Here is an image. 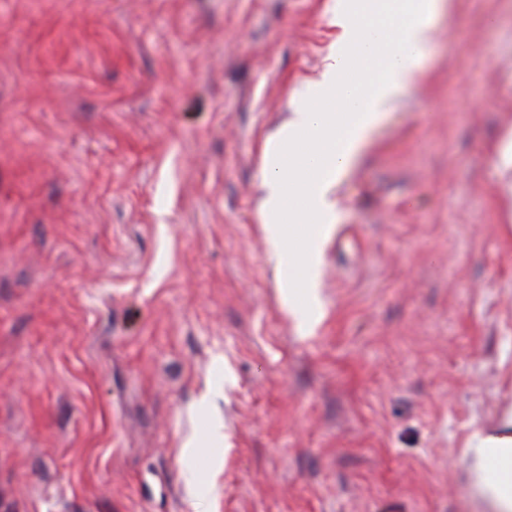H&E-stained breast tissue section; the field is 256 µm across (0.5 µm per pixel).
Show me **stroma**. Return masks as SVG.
Wrapping results in <instances>:
<instances>
[{
	"label": "stroma",
	"mask_w": 512,
	"mask_h": 512,
	"mask_svg": "<svg viewBox=\"0 0 512 512\" xmlns=\"http://www.w3.org/2000/svg\"><path fill=\"white\" fill-rule=\"evenodd\" d=\"M335 4L0 0V512H472L512 405V0L438 18L307 334L259 162Z\"/></svg>",
	"instance_id": "1"
}]
</instances>
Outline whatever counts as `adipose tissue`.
Returning <instances> with one entry per match:
<instances>
[{"mask_svg":"<svg viewBox=\"0 0 512 512\" xmlns=\"http://www.w3.org/2000/svg\"><path fill=\"white\" fill-rule=\"evenodd\" d=\"M446 0H338L341 36L319 78L304 82L301 100L261 157L260 230L279 275L281 302L312 329L320 307L319 280L329 225L339 223L333 190L361 159L389 107L418 75ZM366 64L367 76L350 71ZM306 225L301 247L285 227ZM301 286L305 309L294 301ZM466 457L473 485L491 512H512V409L492 429L470 436Z\"/></svg>","mask_w":512,"mask_h":512,"instance_id":"ef3b65f1","label":"adipose tissue"}]
</instances>
